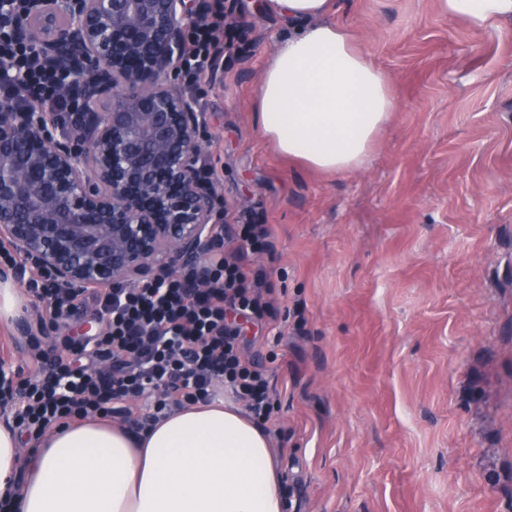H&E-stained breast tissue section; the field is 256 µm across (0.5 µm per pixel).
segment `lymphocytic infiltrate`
I'll list each match as a JSON object with an SVG mask.
<instances>
[{"instance_id":"lymphocytic-infiltrate-1","label":"lymphocytic infiltrate","mask_w":512,"mask_h":512,"mask_svg":"<svg viewBox=\"0 0 512 512\" xmlns=\"http://www.w3.org/2000/svg\"><path fill=\"white\" fill-rule=\"evenodd\" d=\"M24 7L23 0H9L0 8V58L9 62L0 69V93L20 84L25 93L19 108L78 111L80 100L64 67L16 35L11 19ZM231 27L220 11L190 27L184 68L192 82L205 80L217 62L218 35ZM269 237L268 225H238L234 249L214 251L204 269L189 267L155 285L72 292L56 287L46 273L28 279L27 292L45 303L50 322L91 312L103 329L41 354L36 373L1 377L0 406L10 408L18 429L36 439L70 420L115 414L129 430H138L185 405L213 402L222 390L255 418L268 421V377L227 316L235 313L258 323L266 317L268 276L248 269L246 258L264 248ZM102 358L111 367L100 374L96 367Z\"/></svg>"}]
</instances>
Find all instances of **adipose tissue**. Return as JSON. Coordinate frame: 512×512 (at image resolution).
<instances>
[{
    "mask_svg": "<svg viewBox=\"0 0 512 512\" xmlns=\"http://www.w3.org/2000/svg\"><path fill=\"white\" fill-rule=\"evenodd\" d=\"M482 31L512 16V0H440ZM295 28L263 71L258 122L288 158L327 172L361 166L396 106L387 75L331 0H268ZM21 440L0 426V497L17 512H283V473L268 435L235 405L192 404L134 433L99 421L54 429L20 469Z\"/></svg>",
    "mask_w": 512,
    "mask_h": 512,
    "instance_id": "ef3b65f1",
    "label": "adipose tissue"
}]
</instances>
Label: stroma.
<instances>
[{
    "instance_id": "stroma-1",
    "label": "stroma",
    "mask_w": 512,
    "mask_h": 512,
    "mask_svg": "<svg viewBox=\"0 0 512 512\" xmlns=\"http://www.w3.org/2000/svg\"><path fill=\"white\" fill-rule=\"evenodd\" d=\"M232 0L244 32L223 81L185 87L204 118L221 224H265L276 314L237 319L267 370L265 425L285 512H512V18L486 31L439 0H337L397 107L362 168L327 173L276 151L257 120L287 20ZM0 326L11 369L99 333Z\"/></svg>"
}]
</instances>
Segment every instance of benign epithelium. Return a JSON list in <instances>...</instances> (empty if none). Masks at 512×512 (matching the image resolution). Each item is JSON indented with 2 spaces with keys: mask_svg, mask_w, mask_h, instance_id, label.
I'll return each mask as SVG.
<instances>
[{
  "mask_svg": "<svg viewBox=\"0 0 512 512\" xmlns=\"http://www.w3.org/2000/svg\"><path fill=\"white\" fill-rule=\"evenodd\" d=\"M196 0H31L13 26L65 62L82 110L0 95V243L60 288L156 284L215 245L219 193L200 164L203 117L176 84ZM71 126L74 136L52 130Z\"/></svg>",
  "mask_w": 512,
  "mask_h": 512,
  "instance_id": "benign-epithelium-1",
  "label": "benign epithelium"
}]
</instances>
